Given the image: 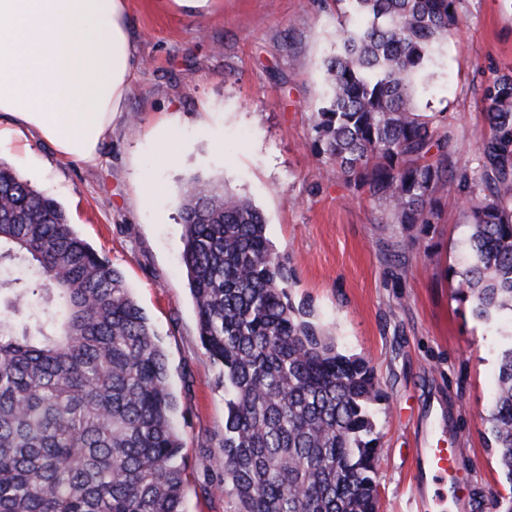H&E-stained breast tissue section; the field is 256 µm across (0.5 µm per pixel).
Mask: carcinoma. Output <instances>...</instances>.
Wrapping results in <instances>:
<instances>
[{"mask_svg": "<svg viewBox=\"0 0 512 512\" xmlns=\"http://www.w3.org/2000/svg\"><path fill=\"white\" fill-rule=\"evenodd\" d=\"M336 33L313 148L400 224H428L439 186L471 195L455 295L512 313V74L483 89L477 165L448 168L443 116L412 80L459 0H351ZM182 262L200 343L224 371V436L201 490L230 512H380L374 369L295 304L288 258L252 202L196 177L181 199ZM167 357L122 272L58 202L0 162V512H184L189 482ZM488 421L512 480V345Z\"/></svg>", "mask_w": 512, "mask_h": 512, "instance_id": "cac0c4a2", "label": "carcinoma"}]
</instances>
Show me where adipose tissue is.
I'll list each match as a JSON object with an SVG mask.
<instances>
[{"mask_svg": "<svg viewBox=\"0 0 512 512\" xmlns=\"http://www.w3.org/2000/svg\"><path fill=\"white\" fill-rule=\"evenodd\" d=\"M135 72L126 0H0V141L94 162Z\"/></svg>", "mask_w": 512, "mask_h": 512, "instance_id": "1", "label": "adipose tissue"}]
</instances>
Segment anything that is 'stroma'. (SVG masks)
Returning <instances> with one entry per match:
<instances>
[{"label": "stroma", "instance_id": "1", "mask_svg": "<svg viewBox=\"0 0 512 512\" xmlns=\"http://www.w3.org/2000/svg\"><path fill=\"white\" fill-rule=\"evenodd\" d=\"M136 72L122 119L97 163L61 159L45 141L0 144L34 189L54 197L74 230L120 269L166 351L190 474L184 512H229L200 484L224 434V383L201 347L180 256V198L193 176L225 183L262 213L294 271V302L344 353L366 357L386 395L375 406L381 512H423L416 451L455 448L457 512H491L512 495L488 415L512 315L480 318L455 296L466 259L467 195L437 191L430 223L400 224L356 196L312 148L337 30L360 22L349 0H127ZM512 73V0H460L458 23L416 86L415 107L446 115L455 166L487 133L484 84ZM174 155L159 165L157 127ZM165 187L141 207L140 175Z\"/></svg>", "mask_w": 512, "mask_h": 512}]
</instances>
